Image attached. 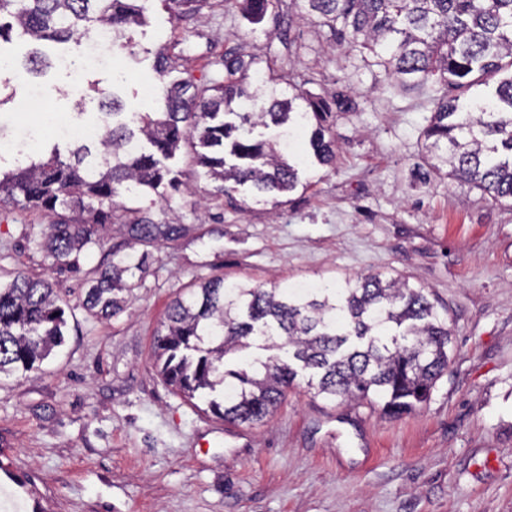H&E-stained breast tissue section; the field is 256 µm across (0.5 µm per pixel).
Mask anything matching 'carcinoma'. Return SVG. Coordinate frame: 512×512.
Listing matches in <instances>:
<instances>
[{
  "label": "carcinoma",
  "mask_w": 512,
  "mask_h": 512,
  "mask_svg": "<svg viewBox=\"0 0 512 512\" xmlns=\"http://www.w3.org/2000/svg\"><path fill=\"white\" fill-rule=\"evenodd\" d=\"M146 0H0V44L19 37L35 45L21 63L38 76L51 62L36 45L112 32V46L133 47V28L146 22ZM176 17L196 15L210 0H164ZM253 20L281 32L275 0H235ZM308 13L329 28L336 44L358 52L394 88L417 89L433 104L423 132L434 170L468 183L497 201H512V0H306ZM257 57L224 52V80L187 72L158 88L163 112H128L120 97L101 101L110 121L93 151L74 142L69 156L48 157L0 170V206L33 207L65 215L42 233L50 266L78 271L81 257L102 247L118 224L123 245L85 282L79 303L45 279L17 273L0 286V376L26 379L65 344L68 317L78 308L110 320L135 298L146 255L135 245L189 236L193 227L158 223L128 209L133 191L164 196L183 172L168 161L197 140L196 163L215 182L212 195L233 199L241 188L274 205L298 189L297 169L276 144L254 137L258 127L284 130L314 123L309 145L322 165L336 162L328 114L355 111L352 97L304 89L293 69L248 82ZM154 70H175L170 49L155 52ZM500 77L494 89L490 81ZM147 141L128 149L131 141ZM452 332L422 287L381 274L325 283L297 295L278 282L225 283L215 275L191 285L169 307L154 354L164 383L188 398H203L226 422L258 425L282 404L296 381L325 400L383 401L400 417L426 402L448 371ZM257 348L236 369L226 356Z\"/></svg>",
  "instance_id": "obj_1"
}]
</instances>
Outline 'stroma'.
<instances>
[{
    "label": "stroma",
    "mask_w": 512,
    "mask_h": 512,
    "mask_svg": "<svg viewBox=\"0 0 512 512\" xmlns=\"http://www.w3.org/2000/svg\"><path fill=\"white\" fill-rule=\"evenodd\" d=\"M291 35L294 50L250 25L234 0L184 19L149 0L133 51L114 62L91 65L82 44L57 45L74 65L39 79L50 114L26 111L28 75L0 85V125L36 132L46 153L60 141L57 122L100 124L103 94L116 92L132 111H160L162 100L145 99L142 86L158 82L152 63L163 45H180L182 67L199 78L223 77L234 48L295 65L313 93L344 81L359 95L357 112L329 121L335 168L307 161V189L292 203L252 201L243 212L206 200L212 184L188 146L170 165L187 171L189 191L166 203L126 197L201 237L149 247L126 312L76 316L40 372L0 381V466L31 479L45 512H512V207L430 172L422 131L432 106L423 96L353 68L326 27L306 20ZM54 220L0 208L1 283L20 271L78 289V276L50 269L39 247ZM368 273L424 287L448 314V371L414 414L330 402L301 383L264 423L235 425L162 381L154 339L196 279L288 287Z\"/></svg>",
    "instance_id": "1"
}]
</instances>
